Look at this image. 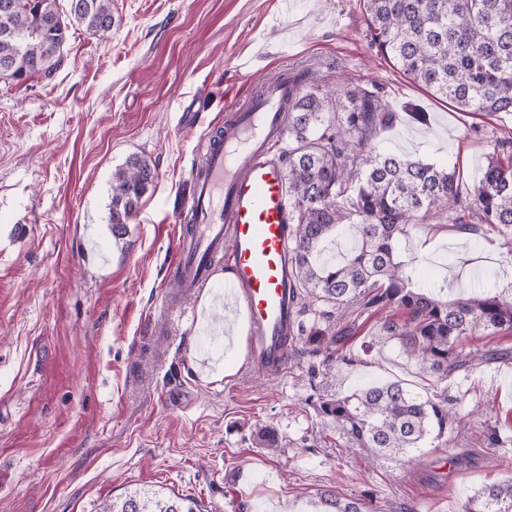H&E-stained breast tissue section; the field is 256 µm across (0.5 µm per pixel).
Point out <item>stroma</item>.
<instances>
[{
	"label": "stroma",
	"instance_id": "1",
	"mask_svg": "<svg viewBox=\"0 0 512 512\" xmlns=\"http://www.w3.org/2000/svg\"><path fill=\"white\" fill-rule=\"evenodd\" d=\"M112 16L107 37L70 28L53 78L0 81V512H102L154 491L199 512H314L323 490L368 512H459L512 477V359L443 383L375 340L379 313L315 301L286 368L260 377L202 330L224 320L226 265L181 299L183 320L164 304L179 193L227 110L279 75L379 91L395 119L377 149L458 164L467 189L512 112H461L403 76L371 47L362 0H112ZM132 154L157 178L116 238L112 173ZM400 258L451 294L512 288V234L459 239L444 211ZM392 380L455 408L453 444H428L423 465L365 462L319 412Z\"/></svg>",
	"mask_w": 512,
	"mask_h": 512
}]
</instances>
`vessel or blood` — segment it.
Wrapping results in <instances>:
<instances>
[{"label": "vessel or blood", "instance_id": "obj_1", "mask_svg": "<svg viewBox=\"0 0 512 512\" xmlns=\"http://www.w3.org/2000/svg\"><path fill=\"white\" fill-rule=\"evenodd\" d=\"M297 95V86L283 78L231 108L176 213L185 233L174 254V283L193 293L224 257L231 269L224 335L240 343L259 375L285 369L296 329L288 263L293 198L279 145Z\"/></svg>", "mask_w": 512, "mask_h": 512}]
</instances>
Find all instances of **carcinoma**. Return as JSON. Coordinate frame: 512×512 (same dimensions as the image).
I'll return each mask as SVG.
<instances>
[{
    "mask_svg": "<svg viewBox=\"0 0 512 512\" xmlns=\"http://www.w3.org/2000/svg\"><path fill=\"white\" fill-rule=\"evenodd\" d=\"M34 0L11 15V32L0 31V63L17 79L52 77L63 56L69 26L106 35L112 32V0ZM371 45L404 76L460 112H512V0H363ZM63 17V24L55 18ZM302 85L292 105L285 152L292 218V268L296 287L313 301L346 308L361 304L388 317L377 341L395 342L420 368L446 380L481 363L505 360L508 352L466 350L467 336L512 333V288H481L452 299L433 293L398 259L410 227L446 211L472 234L481 226L512 230V138L488 155L481 177L467 197L460 172L419 159L380 152L377 130L392 111L376 91L347 85L330 93ZM157 178L145 158L131 155L112 173L109 223L112 235L126 234L140 201ZM353 230L356 244L341 259L324 254L331 236ZM320 411L371 456L418 461L427 440L453 442L447 395L421 399L400 382L378 383L321 403ZM322 512H366L365 503L321 492ZM102 512H196L178 498L127 496ZM460 512H512V480L485 484Z\"/></svg>",
    "mask_w": 512,
    "mask_h": 512,
    "instance_id": "obj_1",
    "label": "carcinoma"
}]
</instances>
